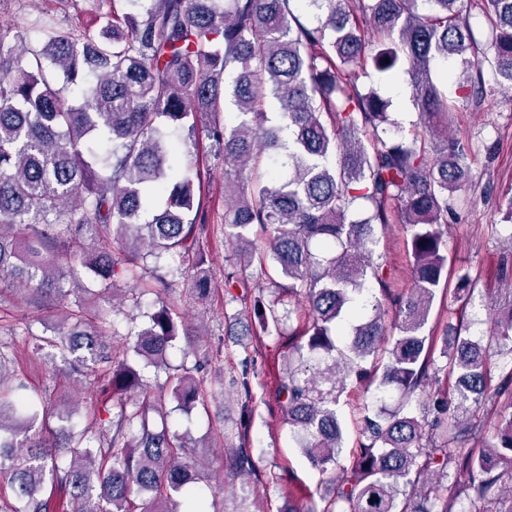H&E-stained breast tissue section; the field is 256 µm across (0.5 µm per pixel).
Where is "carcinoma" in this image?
Wrapping results in <instances>:
<instances>
[{
    "mask_svg": "<svg viewBox=\"0 0 512 512\" xmlns=\"http://www.w3.org/2000/svg\"><path fill=\"white\" fill-rule=\"evenodd\" d=\"M92 2L82 28L52 11L0 28V294L19 289L36 307H63L82 268L103 299L114 300L116 275L133 281L124 300L139 309L145 295L202 264L212 218L196 132L207 116L210 148L224 159L233 266L257 258L273 270L275 298L244 301L237 316L278 335L296 317L276 392L296 447L331 474L330 497L280 512H453L461 494L463 512H512L502 494L512 492V414L500 417L492 443L472 448L483 425L468 406L512 403V368L496 387L488 382L492 358L512 365V300L496 307L484 341L459 336L450 345L427 330L444 293L451 200L473 152L452 130V104L430 65L452 61L465 78L486 60L512 88V0H424V12L418 0H305L314 24L293 0ZM471 4L488 21L485 44L470 25ZM31 31L38 40H28ZM369 67L403 70L414 82L419 131L410 139L385 137L390 103L364 87ZM458 91L484 96L479 78ZM357 203L362 220L350 218ZM390 224L410 228L408 289L391 287L373 259L377 227ZM145 247L177 263L142 272ZM372 284L380 297L360 311ZM455 299L466 310L469 274ZM85 301L76 297L63 329L37 348L55 349L71 374L100 366L107 417L77 428L74 407L29 392L0 342V474L15 493L0 512H182L207 465L189 431L157 430L149 412L164 416L168 396L191 411L206 396L210 356L189 367V346L170 364L184 328L172 306L122 334L113 319H89ZM386 336L377 380L363 364L378 360ZM240 365L229 383L246 420L258 373L248 355ZM150 366L167 371L165 387L140 402L132 393ZM442 372L455 378L451 393L411 402ZM352 376L401 401L352 409L361 437L345 464L339 406ZM52 418L60 426L47 433ZM238 438L229 460L253 494L260 479L246 429Z\"/></svg>",
    "mask_w": 512,
    "mask_h": 512,
    "instance_id": "obj_1",
    "label": "carcinoma"
}]
</instances>
